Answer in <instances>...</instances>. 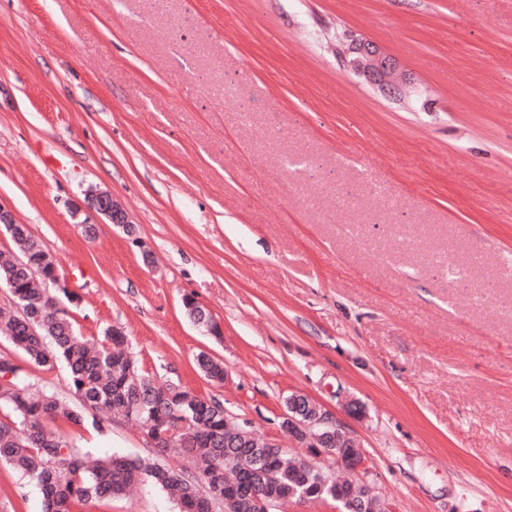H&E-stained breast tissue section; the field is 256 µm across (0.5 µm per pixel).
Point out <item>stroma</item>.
I'll list each match as a JSON object with an SVG mask.
<instances>
[{"mask_svg":"<svg viewBox=\"0 0 512 512\" xmlns=\"http://www.w3.org/2000/svg\"><path fill=\"white\" fill-rule=\"evenodd\" d=\"M347 36L404 95L348 66ZM90 188L132 230L75 212ZM0 203L55 257L79 333L121 327L147 375L305 461L281 421L308 396L384 512H512V0H0ZM15 360L79 407L63 368ZM46 428L151 455L122 419ZM84 510L178 512L147 481ZM0 512H43L1 464ZM201 304V303H200ZM194 298L186 297L183 300V308L188 318L198 327L206 329V331L218 335L219 326L215 322L211 313L200 305ZM195 364L200 374L210 380L211 383H224V364L222 362L202 352L196 356Z\"/></svg>","mask_w":512,"mask_h":512,"instance_id":"35a3bbf8","label":"stroma"}]
</instances>
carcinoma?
<instances>
[{
	"instance_id": "carcinoma-1",
	"label": "carcinoma",
	"mask_w": 512,
	"mask_h": 512,
	"mask_svg": "<svg viewBox=\"0 0 512 512\" xmlns=\"http://www.w3.org/2000/svg\"><path fill=\"white\" fill-rule=\"evenodd\" d=\"M15 252H0V281L12 282L15 310L0 318V338L40 366H66V381L83 408L66 406L43 391L13 359L0 353V462L21 472L40 489L44 512H80L89 503L107 505L135 484L150 480L172 497L178 512H264L275 502L333 501L338 512H375L369 487L328 478L329 470L294 462L279 448H253L238 432L226 429L224 406L212 399L189 398L169 383L158 385L125 350L126 335L109 328L97 343L78 335L57 295L43 287L55 280L57 265L41 240L26 229L9 234ZM183 308L198 327L217 335L211 313L194 298ZM195 364L213 384L224 383V364L200 353ZM122 416L136 422L154 440L153 457H108L91 466L86 453L66 438L46 430L58 418L72 427L100 425ZM179 448L192 469L159 461Z\"/></svg>"
}]
</instances>
